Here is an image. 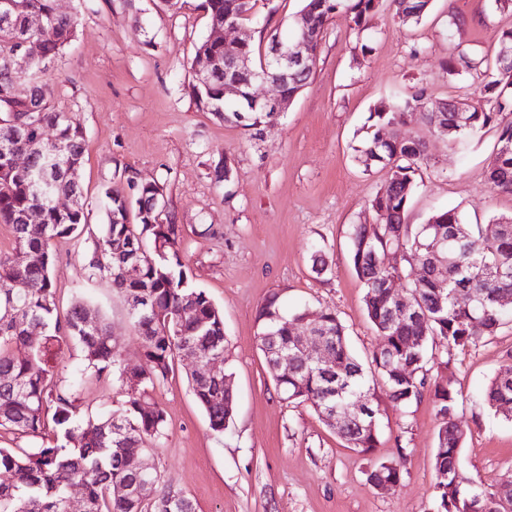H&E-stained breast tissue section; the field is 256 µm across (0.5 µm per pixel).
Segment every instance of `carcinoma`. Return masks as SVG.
Here are the masks:
<instances>
[{
	"mask_svg": "<svg viewBox=\"0 0 512 512\" xmlns=\"http://www.w3.org/2000/svg\"><path fill=\"white\" fill-rule=\"evenodd\" d=\"M17 9L0 16V58L14 52L20 40L38 42L43 60L38 70L52 61L75 36L76 18L56 11L55 0H15ZM257 0H204L210 24L229 17L247 25L254 19ZM382 0H302L309 30L300 32L322 41L327 25L341 11L353 16L363 28ZM389 8L404 23H420L432 0H388ZM40 17L42 28L30 26ZM253 68L269 78L277 70L269 51L244 46ZM224 58V46L206 39L195 50L190 66L202 58ZM477 68L467 54L450 59L448 73L460 75ZM483 91L493 102L486 111L472 102L466 121L455 112H427V123L446 124L448 142L457 147L488 127L497 132L496 150L487 172L493 191L512 195V70L498 61L480 72ZM202 109L219 119L224 116V73L207 86L193 85ZM51 91L31 77L24 82L0 70V223L12 228L13 251L0 252V427L37 437L49 425L56 434L53 443L33 453L0 448V472L9 480L0 482V512H68L70 489L83 487L85 512H195L192 502L171 491L159 490L160 476L146 475L138 461L160 447L165 416L151 391L167 380L175 356L183 347L202 355L225 352L224 315L203 290L190 288L182 270L179 251L180 225L167 209L154 202L153 183L133 176L103 189L106 223L101 225L93 250L85 256L83 269L89 281H108L125 298L139 301L130 310L134 330L141 340L146 366L130 371L112 344V335L99 311L77 300L66 315L58 314L56 289L50 276L54 261L51 245L57 238L79 236L86 227L84 198L75 209L60 211L58 195L82 188L79 176L84 158L85 136L80 122L50 105ZM424 100V91L381 104L370 114L371 131L356 149L357 160L367 169L388 170L384 187L371 200L375 224H354L349 232L350 263L364 288L367 317L381 339L380 350L364 361L352 350L345 325L334 309L303 310L284 315L278 297L270 296L258 312L262 352L293 350L304 336H315L336 358L330 371L312 361H299L288 374L271 373L278 391L290 402L310 405L317 413L338 405H356L362 397L372 416L355 417L336 435L346 446L370 456L380 443V402L374 385L382 382L400 410L429 394L439 418L434 455L436 512H512V487L479 489L460 466L466 430L457 420L458 398L440 371L450 367L448 351L477 345L497 334L512 318V216L491 224H467L456 209L432 214L423 224L406 222L408 200L417 185L422 166L429 164L426 143L399 130L405 114ZM231 123L262 137L263 127L274 114L262 107L232 113ZM26 130L23 139L17 137ZM29 154L30 166L40 168L47 154L58 155V170L52 185L36 191L29 172L14 169L10 155ZM43 212L39 224L23 216L32 208ZM447 241L448 263L430 258L427 246L434 237ZM123 237L133 249L150 246L156 259L131 267L124 256L112 251V239ZM387 251L399 261L386 267L378 258ZM24 252L28 261L18 264L15 255ZM428 265L420 280L409 279L407 269ZM28 284L22 296L10 284ZM405 289L414 312L403 313L393 284ZM41 324L44 335H28L31 321ZM412 347H407L408 341ZM75 345L83 353L80 374L90 371L112 377L125 400L105 419L78 417V389L82 378L64 382L68 365L64 348ZM191 390L206 413L211 430L221 433L234 418L235 405L224 393V377L203 381L190 374ZM489 408L512 420V362L502 365L484 393ZM401 463L379 462L367 471L375 487L384 481L397 483ZM133 487L126 497L112 495L113 486Z\"/></svg>",
	"mask_w": 512,
	"mask_h": 512,
	"instance_id": "1",
	"label": "carcinoma"
}]
</instances>
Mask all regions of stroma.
I'll use <instances>...</instances> for the list:
<instances>
[{
    "mask_svg": "<svg viewBox=\"0 0 512 512\" xmlns=\"http://www.w3.org/2000/svg\"><path fill=\"white\" fill-rule=\"evenodd\" d=\"M76 15L74 39L40 80L54 91L56 111L76 114L85 133L80 181L89 230L55 241L51 271L60 311L75 300L97 308L129 368L146 361L129 306L109 284L85 280L82 258L105 221L103 186L129 173L163 185L167 209L181 226L189 283L206 291L224 315L225 371L234 377L236 413L224 432L209 429L188 384L190 360L154 396L166 416L151 464L160 487L189 498L195 512H434V453L439 426L430 397L404 410L381 398L380 445L373 457L345 447L312 408L283 401L257 338V314L270 295L285 313L336 309L360 356L379 344L366 315L364 289L349 260V229L372 224L368 202L388 173L365 169L354 148L368 117L393 94L424 89L427 107L462 94L480 98L476 75L445 70L456 52L493 58L512 7L491 0H433L418 25H404L382 7L364 30L336 14L317 52L308 85L261 139L201 110L189 93L190 62L210 33L203 0L164 9L159 0H60ZM301 0H258L253 42L270 32L294 34ZM462 28L448 24L450 16ZM403 134L425 140L430 158L409 203L408 220L424 223L458 208L469 224L512 216V195L493 192L485 170L497 135L489 129L461 148L406 117ZM226 168L228 179L215 171ZM322 248L328 270L313 272ZM512 352V323L478 345L451 352L466 428L461 464L476 485L512 480V421L478 408L490 379ZM124 394L109 377L87 376L79 389L83 415H109ZM405 457L404 476L389 493L367 480L370 461Z\"/></svg>",
    "mask_w": 512,
    "mask_h": 512,
    "instance_id": "obj_1",
    "label": "stroma"
}]
</instances>
